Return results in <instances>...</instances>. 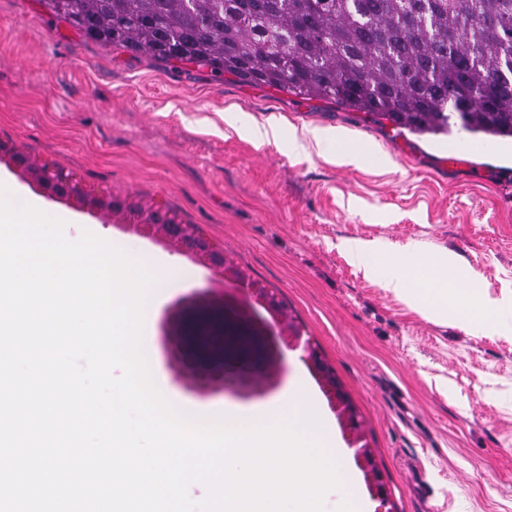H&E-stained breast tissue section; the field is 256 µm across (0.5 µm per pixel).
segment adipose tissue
Here are the masks:
<instances>
[{"instance_id":"adipose-tissue-1","label":"adipose tissue","mask_w":512,"mask_h":512,"mask_svg":"<svg viewBox=\"0 0 512 512\" xmlns=\"http://www.w3.org/2000/svg\"><path fill=\"white\" fill-rule=\"evenodd\" d=\"M339 248L367 279L435 321L484 329L512 309L511 299L490 298L453 252L428 257L416 243L395 247L355 238L341 240Z\"/></svg>"}]
</instances>
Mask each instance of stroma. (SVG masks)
Masks as SVG:
<instances>
[{
    "instance_id": "35a3bbf8",
    "label": "stroma",
    "mask_w": 512,
    "mask_h": 512,
    "mask_svg": "<svg viewBox=\"0 0 512 512\" xmlns=\"http://www.w3.org/2000/svg\"><path fill=\"white\" fill-rule=\"evenodd\" d=\"M234 113L236 125L225 116ZM278 123L255 144L244 126ZM339 129L372 152L339 164L301 148L292 131ZM0 140L57 164L90 193L174 210L223 247L233 265L282 302L354 404L384 480L390 512H512V313L492 330L433 322L365 279L343 238L419 243L456 253L491 297H512V145L459 134L402 137L386 122L336 104L214 77L85 39L40 0H0ZM24 197L76 230L102 232L133 258L190 268L193 281L161 286L152 310L148 367L193 407L265 405L302 377L325 417L320 384L285 351L269 388L208 392L181 375L164 339L176 303L228 281L156 237L44 196L5 163ZM339 447L347 441L333 429Z\"/></svg>"
}]
</instances>
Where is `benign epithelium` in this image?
Returning a JSON list of instances; mask_svg holds the SVG:
<instances>
[{"instance_id":"obj_1","label":"benign epithelium","mask_w":512,"mask_h":512,"mask_svg":"<svg viewBox=\"0 0 512 512\" xmlns=\"http://www.w3.org/2000/svg\"><path fill=\"white\" fill-rule=\"evenodd\" d=\"M0 162H5L23 172L36 174L34 182L48 196L61 200L76 199L91 212L112 213V198L85 195L84 189L64 169L49 165L38 169L23 153L6 142H0ZM132 223L127 228L137 234L162 239L177 252L219 273L246 290L248 300L238 301L224 291L219 295L197 302L193 317L185 321L177 313L172 318L166 336L178 363H183V351L193 357L192 365L205 371L203 376H191L206 387L222 388L225 385L224 367L208 368V364L226 363L237 358L249 364L252 378L259 383L271 384L280 375L283 349L303 348L301 359L322 387L333 409L340 410L342 430L349 445L355 447V461L367 474V485L380 507L388 503L382 476L372 463L366 446L356 438V414L344 395L332 370L323 362L320 353L310 342L287 327L282 307L266 289L258 287L243 275L235 274L224 255V250L214 245L189 224L168 221L160 208H142L130 212ZM262 307L269 318L259 317L255 307Z\"/></svg>"}]
</instances>
